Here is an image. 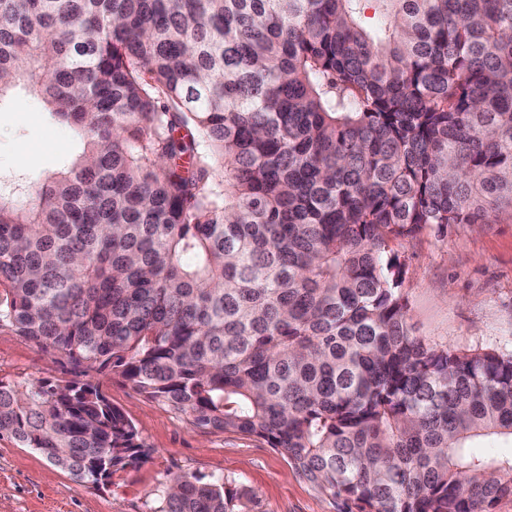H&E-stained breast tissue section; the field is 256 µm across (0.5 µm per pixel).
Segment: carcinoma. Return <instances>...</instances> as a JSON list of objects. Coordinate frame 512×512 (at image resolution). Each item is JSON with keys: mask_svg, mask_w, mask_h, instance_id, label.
I'll return each instance as SVG.
<instances>
[{"mask_svg": "<svg viewBox=\"0 0 512 512\" xmlns=\"http://www.w3.org/2000/svg\"><path fill=\"white\" fill-rule=\"evenodd\" d=\"M372 4L376 22L362 16ZM81 140L0 176V438L92 484L149 450L92 372L259 437L337 512L512 497V353L413 334L391 245L512 222V0H0V111ZM157 512H245L176 476ZM73 366L66 360L41 351L10 329H0V379L28 382L38 379H70Z\"/></svg>", "mask_w": 512, "mask_h": 512, "instance_id": "cac0c4a2", "label": "carcinoma"}]
</instances>
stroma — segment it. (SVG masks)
<instances>
[{
    "instance_id": "obj_1",
    "label": "stroma",
    "mask_w": 512,
    "mask_h": 512,
    "mask_svg": "<svg viewBox=\"0 0 512 512\" xmlns=\"http://www.w3.org/2000/svg\"><path fill=\"white\" fill-rule=\"evenodd\" d=\"M68 127L49 124L24 96L0 112V175L52 170L76 150ZM415 335L451 348L481 345L512 353V223L456 224L395 245ZM71 364L0 329V379H70ZM135 426L149 457L93 485L51 465L36 450L0 439V512H154L157 489L178 475L219 476L246 494L247 512H336L333 500L297 476L287 457L259 438L197 430L146 399L121 377H94Z\"/></svg>"
}]
</instances>
